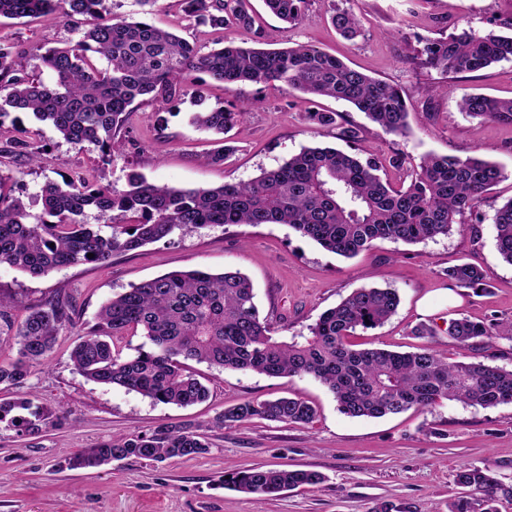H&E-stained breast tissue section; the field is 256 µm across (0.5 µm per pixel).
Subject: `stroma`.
Returning a JSON list of instances; mask_svg holds the SVG:
<instances>
[{"label":"stroma","mask_w":512,"mask_h":512,"mask_svg":"<svg viewBox=\"0 0 512 512\" xmlns=\"http://www.w3.org/2000/svg\"><path fill=\"white\" fill-rule=\"evenodd\" d=\"M252 27L222 30L194 24L180 0H157L145 9L140 0H107L116 15L148 18L204 48L225 39L239 45L284 48L312 44L342 58L352 68L397 86L409 110L410 128L388 135L351 104L324 99L336 124L321 127L308 119L304 95L279 82L246 83L226 91L222 82L197 75L203 98L186 96L166 106H135L127 140L113 160L83 153L30 114L10 112L0 119V175L13 196L30 200L49 180L76 171L124 187V168L149 182L176 188L219 186L250 180L277 168L302 148L332 146L360 157H401L419 161L435 153L480 157L499 165L503 176L482 202L463 217L464 230H452L417 244L382 241L368 252L344 259L325 251L282 224L214 226L113 255L108 267L93 263L66 266L34 278L0 265V293L9 297L13 320L57 296L73 300L74 315L48 357L33 367L27 384L40 406L54 413V424L39 436L18 435L0 424V512H448L460 488L462 466L490 468L499 480L498 512H512V404L475 409L445 401L427 410L411 409L379 419L342 414L329 390L312 377L272 378L253 372L194 364L208 388L206 401L178 407L152 402L119 387H107L76 373L70 352L96 322L101 305L142 281L176 270L234 269L247 275L256 302L276 339L307 333L319 315L359 288H394L397 312L383 326L357 332L359 348L406 352L421 344L451 361L465 354L447 329L452 319L512 320V265L496 248L492 218L512 198V123L473 119L458 108L462 94L512 98V61L464 74L443 75L419 66L413 50L420 41L448 35L467 24L476 31L507 32L512 0H311L303 18L289 25L273 16L263 0H248ZM353 11L363 33L341 37L330 22L333 8ZM81 33L57 15L10 20L0 17V39L28 51L27 73L52 83L37 52L62 47ZM442 84L429 95L432 84ZM248 107L244 122L226 136L235 151L224 165L204 164L218 147L213 135L189 122L198 107ZM360 131L356 142L337 139L338 125ZM41 131L47 152L42 167L27 169L10 153L13 128ZM483 267L485 292L449 289L443 271L459 262ZM436 305L422 311V299ZM433 326L429 341L412 336L419 324ZM299 397L317 409L303 426L255 418L216 427L228 407L252 399ZM192 424L208 437L207 454L163 462L123 460L90 470L60 469L61 460L101 440L148 434L161 425ZM260 465L296 466L321 472L315 487H299L276 497L242 494L224 486L225 474Z\"/></svg>","instance_id":"1"}]
</instances>
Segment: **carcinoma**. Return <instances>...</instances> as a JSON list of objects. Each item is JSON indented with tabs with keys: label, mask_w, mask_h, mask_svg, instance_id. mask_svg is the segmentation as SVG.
<instances>
[{
	"label": "carcinoma",
	"mask_w": 512,
	"mask_h": 512,
	"mask_svg": "<svg viewBox=\"0 0 512 512\" xmlns=\"http://www.w3.org/2000/svg\"><path fill=\"white\" fill-rule=\"evenodd\" d=\"M105 0H0V17L36 18L58 14L66 21L85 18L82 38L73 46L49 48L39 55L56 75L47 85L20 70V45L0 40V117L8 110L31 113L47 122L80 151L112 156L127 133L132 105L138 100L167 104L198 95L191 75L200 71L232 91L246 82H280L315 102L330 98L352 104L384 133L402 135L408 111L401 91L347 65L309 44L265 49L232 43L207 53L194 43L146 19L104 16ZM246 0H182L184 11L201 24L250 26ZM269 11L286 23L305 14L308 0H265ZM346 40L360 35L356 15L335 9L331 17ZM107 61L102 70L94 57ZM418 65L444 74L474 72L512 61V34H479L463 28L427 39L417 50ZM460 111L471 118L512 123V99L465 94ZM247 111L234 104L195 112L192 123L222 135L243 122ZM38 133L18 127L11 148L31 166L42 163ZM381 161H362L331 147H304L281 166L261 171L248 182L179 189L149 182L134 169L125 187L103 185L94 175H76L63 183L47 181L35 212L21 199L0 193V265L16 267L34 278L89 261L109 265L112 253L132 251L177 231L231 224H285L324 250L352 258L378 241L420 243L463 227L461 217L477 207L502 177L494 163L478 158L424 156L407 186L382 179ZM116 212L134 222L112 223L110 233L93 229L87 213ZM493 224L500 257L512 264V198L495 210ZM94 254L88 258L87 254ZM448 288L486 290L488 273L468 262L443 270ZM8 301L0 296V324L13 333L18 358L0 366V385L16 389L17 398L0 402V423L27 435L54 423L52 414L34 404L26 390L31 368L52 350L72 320L69 300L56 299L14 323ZM393 288H361L324 311L309 335L276 341L260 317L250 280L238 271L212 273L197 268L172 271L112 296L97 322L71 352L74 370L102 385L136 392L155 403L189 406L206 399L207 388L185 366L188 360L210 367L254 372L270 377L310 376L334 395L350 417L379 418L409 409L432 408L443 401L470 407L512 404V369L481 361H448L427 346L413 352L354 349L349 337L383 325L396 312ZM142 332L147 342L124 353L123 340ZM448 336L466 349L475 340L512 341V322L450 321ZM316 410L297 397L246 400L224 410L222 427L254 417L309 424ZM211 445L189 425L161 426L150 434L118 436L73 454L67 469L98 467L111 461H164L203 455ZM315 470L258 467L230 474L224 485L244 494L276 496L316 486ZM457 483L474 497L459 496L448 512H498L499 485L488 468L465 466Z\"/></svg>",
	"instance_id": "1"
}]
</instances>
